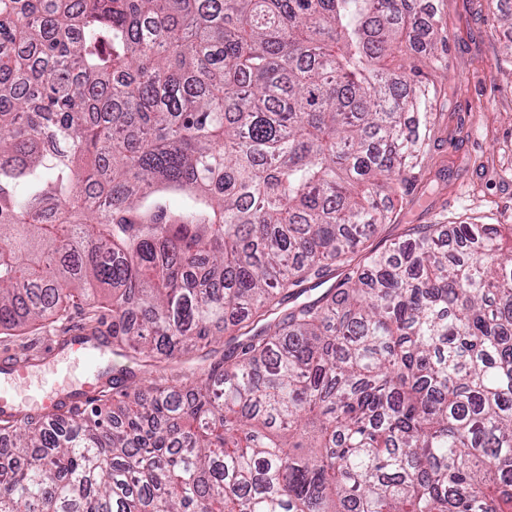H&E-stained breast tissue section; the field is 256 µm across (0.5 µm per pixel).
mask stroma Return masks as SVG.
Returning <instances> with one entry per match:
<instances>
[{"label": "stroma", "instance_id": "obj_1", "mask_svg": "<svg viewBox=\"0 0 512 512\" xmlns=\"http://www.w3.org/2000/svg\"><path fill=\"white\" fill-rule=\"evenodd\" d=\"M442 24L444 64L416 65L430 89L428 137L393 199L397 217L372 238L384 249L419 224H512V26L494 0H428ZM86 305L18 336L0 337V359L39 360L87 323Z\"/></svg>", "mask_w": 512, "mask_h": 512}]
</instances>
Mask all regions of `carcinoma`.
Segmentation results:
<instances>
[{
  "label": "carcinoma",
  "instance_id": "1",
  "mask_svg": "<svg viewBox=\"0 0 512 512\" xmlns=\"http://www.w3.org/2000/svg\"><path fill=\"white\" fill-rule=\"evenodd\" d=\"M437 50L425 0H0V334L228 335L0 414V512H512V224L367 246Z\"/></svg>",
  "mask_w": 512,
  "mask_h": 512
}]
</instances>
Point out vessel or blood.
Returning a JSON list of instances; mask_svg holds the SVG:
<instances>
[{"mask_svg": "<svg viewBox=\"0 0 512 512\" xmlns=\"http://www.w3.org/2000/svg\"><path fill=\"white\" fill-rule=\"evenodd\" d=\"M100 354V349L88 346L81 337H71L66 352L46 361L37 382L28 368L0 362V409L17 406L45 417L55 412L63 394L88 396L97 388L99 374L93 371L92 360Z\"/></svg>", "mask_w": 512, "mask_h": 512, "instance_id": "b4317fda", "label": "vessel or blood"}]
</instances>
